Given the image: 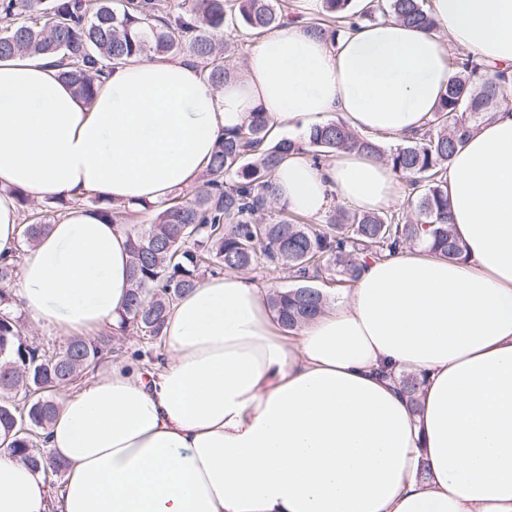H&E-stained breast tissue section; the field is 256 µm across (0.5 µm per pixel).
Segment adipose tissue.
I'll return each mask as SVG.
<instances>
[{
  "label": "adipose tissue",
  "mask_w": 512,
  "mask_h": 512,
  "mask_svg": "<svg viewBox=\"0 0 512 512\" xmlns=\"http://www.w3.org/2000/svg\"><path fill=\"white\" fill-rule=\"evenodd\" d=\"M430 12L433 33L390 19L333 43L283 24L220 88L193 60L137 58L88 102L48 61L0 62V256L20 257L23 311L66 337L119 325L132 227L80 198L168 200L253 110L277 131L337 115L397 140L435 111L449 44L512 66V0ZM446 181L460 258L419 246L371 262L296 336L251 278H207L168 315L162 366L113 364L62 401L45 444L68 465L60 500L0 448V512H512L511 108ZM19 190L74 205L26 245ZM404 196L391 167L354 151L319 168L294 152L274 178L275 204L308 216L336 197L381 212ZM406 374L421 381L413 402Z\"/></svg>",
  "instance_id": "ef3b65f1"
}]
</instances>
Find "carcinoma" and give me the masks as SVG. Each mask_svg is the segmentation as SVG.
Returning <instances> with one entry per match:
<instances>
[{"label":"carcinoma","instance_id":"1","mask_svg":"<svg viewBox=\"0 0 512 512\" xmlns=\"http://www.w3.org/2000/svg\"><path fill=\"white\" fill-rule=\"evenodd\" d=\"M292 14L290 0H179L175 7L171 0H0V62L50 58L59 78L89 101L98 92L104 67L137 56L168 58L187 51L220 87L233 65L214 36L228 32L249 39L281 26ZM389 18L437 30L424 0H369L359 11L352 0H323L322 17L313 29L333 43L341 23ZM450 65L455 76L425 127L389 147L340 120L315 127L302 142L277 138L266 113L258 110L247 126L224 134L191 198L171 199L154 223L134 233L132 288L121 330L161 336L176 301L199 284L202 269L210 266L228 272L280 269L295 285L274 290L267 304L277 323L293 330L326 303L322 291L310 285L324 272L353 283L369 261L423 241L448 259L461 255L449 226L445 174L473 130L500 109L502 85L512 75L498 71L479 83L481 65L473 57L459 54ZM295 149L309 153L317 164L346 150L382 160L407 180L414 213L334 207L319 228L286 214L257 233L260 214L270 208L274 174ZM16 195L27 211L22 236L30 243L48 231L50 219L29 210L24 192ZM93 205L107 220H124V212L99 196ZM16 268L17 260H0V436L31 466L59 472L66 463L49 459L44 450V434L58 408L54 393L111 353L113 336L76 337L50 353L27 343L14 314Z\"/></svg>","mask_w":512,"mask_h":512}]
</instances>
